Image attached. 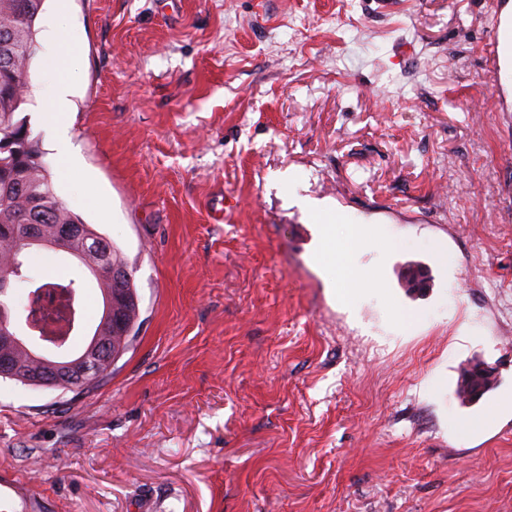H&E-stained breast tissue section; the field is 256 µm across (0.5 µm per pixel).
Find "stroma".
<instances>
[{
    "label": "stroma",
    "instance_id": "35a3bbf8",
    "mask_svg": "<svg viewBox=\"0 0 512 512\" xmlns=\"http://www.w3.org/2000/svg\"><path fill=\"white\" fill-rule=\"evenodd\" d=\"M57 195L134 267L140 327L87 391L0 379V476L40 512H512V119L493 0H69ZM318 202L364 226L351 304ZM423 266L428 286L401 279ZM32 286L95 280L50 255ZM497 366L477 404L461 369ZM485 77L491 87L495 109L512 112V13L502 7L496 18L495 31L482 46ZM54 149L57 152L58 157L64 163L69 171L80 174L89 183H92V177L86 171H84L79 163L76 154L72 151L68 141L65 138L59 139Z\"/></svg>",
    "mask_w": 512,
    "mask_h": 512
}]
</instances>
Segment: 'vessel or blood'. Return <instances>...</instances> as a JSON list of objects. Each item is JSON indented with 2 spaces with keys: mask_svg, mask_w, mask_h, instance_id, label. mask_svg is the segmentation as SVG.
Listing matches in <instances>:
<instances>
[{
  "mask_svg": "<svg viewBox=\"0 0 512 512\" xmlns=\"http://www.w3.org/2000/svg\"><path fill=\"white\" fill-rule=\"evenodd\" d=\"M481 52L496 110L512 112V13L499 10L495 31Z\"/></svg>",
  "mask_w": 512,
  "mask_h": 512,
  "instance_id": "vessel-or-blood-1",
  "label": "vessel or blood"
}]
</instances>
